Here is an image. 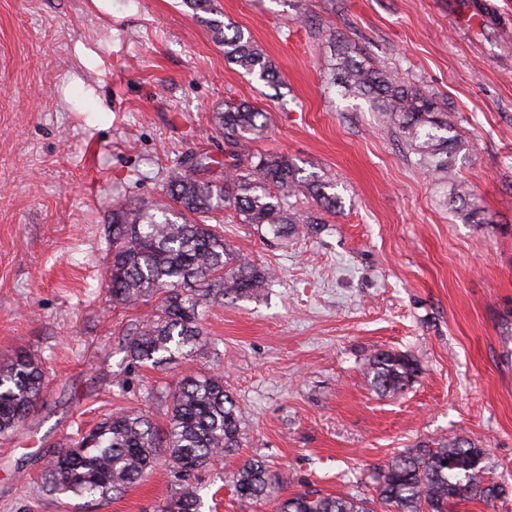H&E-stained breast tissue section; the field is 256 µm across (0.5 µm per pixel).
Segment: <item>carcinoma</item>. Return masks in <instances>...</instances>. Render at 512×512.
<instances>
[{
  "label": "carcinoma",
  "mask_w": 512,
  "mask_h": 512,
  "mask_svg": "<svg viewBox=\"0 0 512 512\" xmlns=\"http://www.w3.org/2000/svg\"><path fill=\"white\" fill-rule=\"evenodd\" d=\"M224 57L259 80L275 84L279 74L250 34L228 22L209 20ZM331 76L348 96L366 99L387 116L395 132L416 156V164L449 185L448 206L468 222L478 212L471 190L454 179L453 160L461 148L450 112L435 97L386 70L333 35ZM232 163L214 170L204 153L186 155L169 175L163 196L137 207L112 209L108 292L115 305L132 306L158 294L152 316L126 330L124 349L131 364L163 366L193 356L205 341L207 306L260 295L273 277L233 252L208 224L216 212L233 209L257 233L275 237L308 219L290 211L288 198L300 193L328 211L339 198L333 185L302 169L284 154L257 152L251 143L265 131L267 113L246 101L226 102L213 112ZM420 368L406 354L375 353L367 376L375 391L403 392ZM45 389V371L36 360L19 355L0 363V436L16 429ZM241 410L221 375L187 377L171 395L168 426L159 433L140 411L107 415L88 433L55 451L44 467L48 495L106 498L140 480L166 449L178 488L157 512H199L196 472L242 446ZM287 484L264 461L247 459L234 476L243 502L276 501V512H456L472 502L491 503L506 493L494 480L487 450L471 440L420 441L373 468L361 490L322 493L307 488L286 498Z\"/></svg>",
  "instance_id": "cac0c4a2"
}]
</instances>
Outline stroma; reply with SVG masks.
<instances>
[{
    "mask_svg": "<svg viewBox=\"0 0 512 512\" xmlns=\"http://www.w3.org/2000/svg\"><path fill=\"white\" fill-rule=\"evenodd\" d=\"M471 2L212 0L277 67L272 86L225 59L188 0H0V363L25 353L47 371L42 401L0 436V512H153L176 490L166 455L93 504L45 494L44 463L118 410L165 429L170 393L210 373L240 404L244 442L199 473L202 512H274L233 492L252 457L286 474L285 493H335L434 437L486 448L507 489L461 512H512V0H483L491 25L464 20ZM336 31L455 114L456 175L483 223L448 209L381 113L333 86ZM227 100L267 112L255 150L322 175L341 204L293 198L323 223L279 239L225 210L227 245L275 278L208 306L193 357L129 364L119 333L158 300L112 303V202L160 196L186 154L224 161L208 118ZM387 349L420 374L381 396L366 367Z\"/></svg>",
    "mask_w": 512,
    "mask_h": 512,
    "instance_id": "stroma-1",
    "label": "stroma"
}]
</instances>
